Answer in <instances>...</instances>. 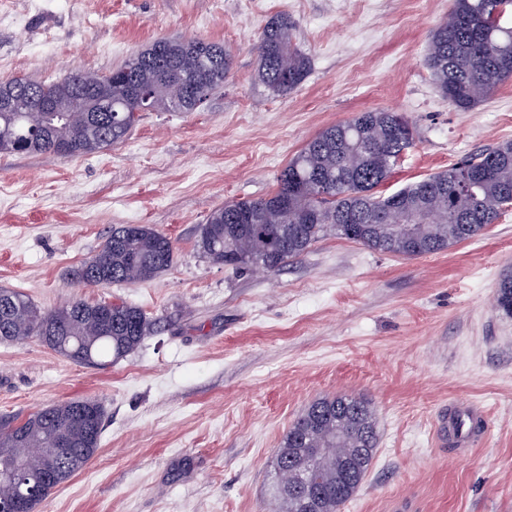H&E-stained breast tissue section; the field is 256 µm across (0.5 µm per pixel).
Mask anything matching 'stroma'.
Listing matches in <instances>:
<instances>
[{
	"mask_svg": "<svg viewBox=\"0 0 512 512\" xmlns=\"http://www.w3.org/2000/svg\"><path fill=\"white\" fill-rule=\"evenodd\" d=\"M453 0H0V79L105 74L161 37L223 42L233 65L193 112H145L126 140L79 157L0 153V288L45 310L80 297L141 308L156 331L87 366L38 339L0 343V416L76 397L105 408L99 450L37 512H272L271 464L313 400H370V472L341 512H512V316L494 298L512 270V208L477 239L403 259L327 236L276 273L198 250L218 206L271 194L323 128L393 111L414 146L390 195L512 140V81L468 112L425 65ZM288 16L311 59L276 95L255 46ZM149 224L174 246L147 280L77 286L71 271L112 228ZM483 407L468 448L437 441L451 410Z\"/></svg>",
	"mask_w": 512,
	"mask_h": 512,
	"instance_id": "obj_1",
	"label": "stroma"
}]
</instances>
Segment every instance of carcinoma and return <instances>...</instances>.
<instances>
[{
	"mask_svg": "<svg viewBox=\"0 0 512 512\" xmlns=\"http://www.w3.org/2000/svg\"><path fill=\"white\" fill-rule=\"evenodd\" d=\"M293 23L272 19L257 46L258 78L275 94L299 86L310 59L292 44ZM426 65L439 93L467 111L512 79V0H454L448 19L431 32ZM224 43L159 38L138 50L111 77L76 72L53 82L0 80V152L90 154L124 142L139 118L134 91L150 95L153 112H194L198 98L224 86L231 72ZM62 100L68 111L46 128L41 107ZM415 142V128L396 112H360L310 139L277 177V189L259 200L227 202L201 225L199 248L212 263L233 270L258 261L269 272L304 256L328 234L401 258L439 253L480 236L512 206V141L470 155L445 170L381 197L375 189ZM174 248L149 224L112 228L98 251L72 271L83 287L150 280L172 267ZM106 312L104 328L88 334L93 308ZM498 311L512 315V272L496 292ZM154 332L152 320L124 302L73 298L45 311L21 291L0 288V343L38 338L77 363L96 366L134 351ZM104 409L92 398L46 407L20 421L0 418V463L18 459L32 476L42 472L34 448L70 443L43 490L81 471L96 454ZM378 434L363 396L336 394L312 401L288 427L273 462L278 512H302L291 494L303 478L295 459L312 457L310 483L319 512H340L372 465Z\"/></svg>",
	"mask_w": 512,
	"mask_h": 512,
	"instance_id": "cac0c4a2",
	"label": "carcinoma"
}]
</instances>
